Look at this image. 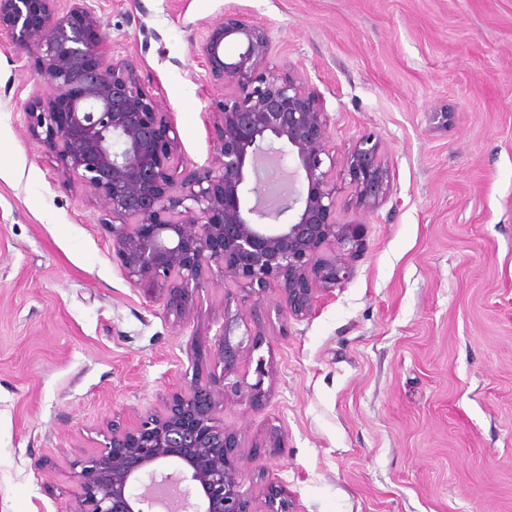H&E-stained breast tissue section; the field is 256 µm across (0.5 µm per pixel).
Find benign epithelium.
Returning a JSON list of instances; mask_svg holds the SVG:
<instances>
[{"label": "benign epithelium", "mask_w": 512, "mask_h": 512, "mask_svg": "<svg viewBox=\"0 0 512 512\" xmlns=\"http://www.w3.org/2000/svg\"><path fill=\"white\" fill-rule=\"evenodd\" d=\"M58 2L0 0V35L34 53V76L47 92L29 98L27 131L64 182L102 202L101 224L133 287L182 318L216 274L256 306L275 287L282 311L302 319L350 280L364 239L358 225L337 219L339 195L345 184L366 210L386 201L380 143L363 135L336 156L318 93L296 68L270 64L267 26L234 11L200 24L202 66L222 96L208 106L217 116L213 151L198 166L183 160L171 113L138 63L112 55V39L88 0H67L63 11ZM228 43L236 46L231 56ZM272 155L298 188L270 203L260 196V161ZM272 215L288 221L266 223ZM262 344L246 319L224 316L213 371L133 424H112L101 449L76 462L71 512H153L164 487L177 489L180 512H296L276 481L264 483L253 505L246 486L265 468L251 473L239 454L240 434L220 416L235 399L258 405L265 397L268 362L254 356ZM253 360L250 384L240 367ZM167 463L173 472L160 471ZM136 483L145 491L135 496Z\"/></svg>", "instance_id": "obj_1"}]
</instances>
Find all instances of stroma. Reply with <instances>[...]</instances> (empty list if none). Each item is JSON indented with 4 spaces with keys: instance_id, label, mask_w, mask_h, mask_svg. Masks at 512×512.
Returning a JSON list of instances; mask_svg holds the SVG:
<instances>
[{
    "instance_id": "1",
    "label": "stroma",
    "mask_w": 512,
    "mask_h": 512,
    "mask_svg": "<svg viewBox=\"0 0 512 512\" xmlns=\"http://www.w3.org/2000/svg\"><path fill=\"white\" fill-rule=\"evenodd\" d=\"M90 3L188 162L211 154L219 93L199 25L237 10L318 92L337 152L380 142L390 192L367 212L342 190L364 249L308 317L227 300L215 276L180 320L127 282L99 200L30 139L33 60L1 38L0 512H70L75 462L211 372L228 313L260 323L270 373L224 425L249 466L281 430L266 477L297 512H512V0Z\"/></svg>"
}]
</instances>
